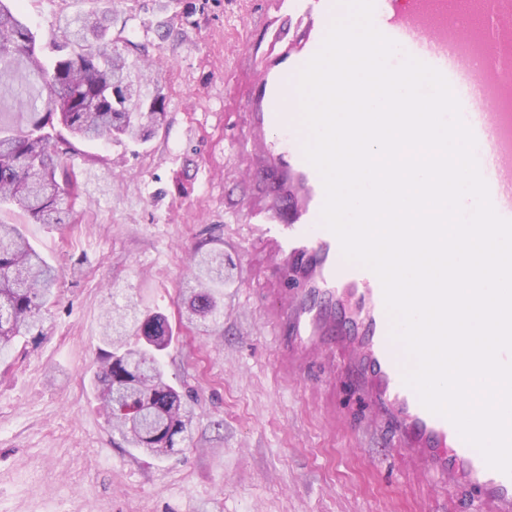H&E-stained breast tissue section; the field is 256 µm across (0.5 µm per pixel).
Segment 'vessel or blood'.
Returning a JSON list of instances; mask_svg holds the SVG:
<instances>
[{
    "mask_svg": "<svg viewBox=\"0 0 512 512\" xmlns=\"http://www.w3.org/2000/svg\"><path fill=\"white\" fill-rule=\"evenodd\" d=\"M303 32L295 50L262 64L249 104L252 141L262 155L250 170L263 180L280 171L283 183L269 200L249 206L268 250L266 279L275 285L273 320L284 332L280 369L303 374L322 347L355 355L377 412L386 416L394 445L423 461L451 487L477 490L483 512H512V476L489 467L446 418L433 414L404 381L391 347V324L377 275L342 266L337 237L320 220L325 190L304 156V142L286 115L298 107L297 76L319 50L333 22L332 0H274ZM374 23L412 57L446 79L469 78L475 111L464 121L482 147L479 171L496 212L512 220V0H375ZM477 39L476 56L461 45Z\"/></svg>",
    "mask_w": 512,
    "mask_h": 512,
    "instance_id": "b4317fda",
    "label": "vessel or blood"
}]
</instances>
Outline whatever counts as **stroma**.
Wrapping results in <instances>:
<instances>
[{
  "instance_id": "35a3bbf8",
  "label": "stroma",
  "mask_w": 512,
  "mask_h": 512,
  "mask_svg": "<svg viewBox=\"0 0 512 512\" xmlns=\"http://www.w3.org/2000/svg\"><path fill=\"white\" fill-rule=\"evenodd\" d=\"M157 4L116 0L111 34L145 46L163 79L158 135L74 142L65 160L82 199L65 229L0 208L62 272L45 336L0 363V512H473L476 491L445 494L393 448L355 367L320 352L307 376L283 378L268 303L243 283L264 253L234 209L270 188L231 156L247 132L233 106L257 85L247 46L294 48V23L265 0ZM91 6L27 0L26 19L48 48ZM199 247L224 251V320L205 330L180 323ZM129 303L167 316L163 360L195 412L190 437L161 461L127 447L95 391L100 336Z\"/></svg>"
}]
</instances>
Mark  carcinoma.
<instances>
[{"label":"carcinoma","instance_id":"cac0c4a2","mask_svg":"<svg viewBox=\"0 0 512 512\" xmlns=\"http://www.w3.org/2000/svg\"><path fill=\"white\" fill-rule=\"evenodd\" d=\"M111 0L64 28V44L46 62L21 15L0 0V89L26 98L24 123L0 121V204L12 206L39 224H64L79 196L75 172L62 161L57 144L70 137L120 142L145 139L162 126L165 97L159 80L151 106L139 110L134 97L114 84L123 80L131 41L107 39ZM80 51H67L72 43ZM197 287L190 289L185 325L208 328L224 317V250H199L194 256ZM59 272L34 248L16 224H0V356L20 343L45 335L55 302ZM174 336L161 314H122L102 336L107 346L97 375V389L112 428L128 447L162 458L175 437L190 429L193 409L166 381L165 366L155 352Z\"/></svg>","mask_w":512,"mask_h":512}]
</instances>
